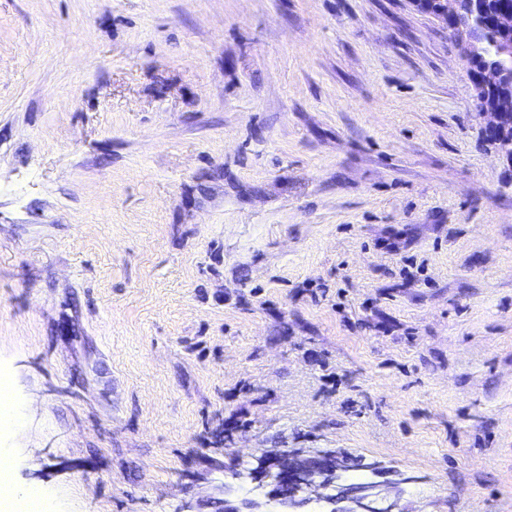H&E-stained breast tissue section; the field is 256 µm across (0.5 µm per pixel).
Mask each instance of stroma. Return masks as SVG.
<instances>
[{
	"label": "stroma",
	"instance_id": "35a3bbf8",
	"mask_svg": "<svg viewBox=\"0 0 512 512\" xmlns=\"http://www.w3.org/2000/svg\"><path fill=\"white\" fill-rule=\"evenodd\" d=\"M414 0H0V457L223 512L260 449L512 512V159Z\"/></svg>",
	"mask_w": 512,
	"mask_h": 512
}]
</instances>
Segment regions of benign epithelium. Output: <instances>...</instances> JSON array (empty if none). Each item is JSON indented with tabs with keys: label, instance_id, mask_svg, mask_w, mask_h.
<instances>
[{
	"label": "benign epithelium",
	"instance_id": "7a95c632",
	"mask_svg": "<svg viewBox=\"0 0 512 512\" xmlns=\"http://www.w3.org/2000/svg\"><path fill=\"white\" fill-rule=\"evenodd\" d=\"M417 6L432 13L450 30L467 37L466 59L469 75L486 90L498 91L512 83V10L486 19L484 0H414ZM490 28L496 42L487 45L476 31ZM479 112L488 117V129L499 149L512 159V141L503 139L512 126V113L503 106L486 104ZM347 465L337 455L311 452L301 458L290 448L264 450L256 457V466L246 472L227 470L233 480H248L257 487H272L269 500L276 502L277 512H298L312 503H324L326 512H404L394 492L411 478L401 472L382 486L367 480L350 481L345 477Z\"/></svg>",
	"mask_w": 512,
	"mask_h": 512
}]
</instances>
